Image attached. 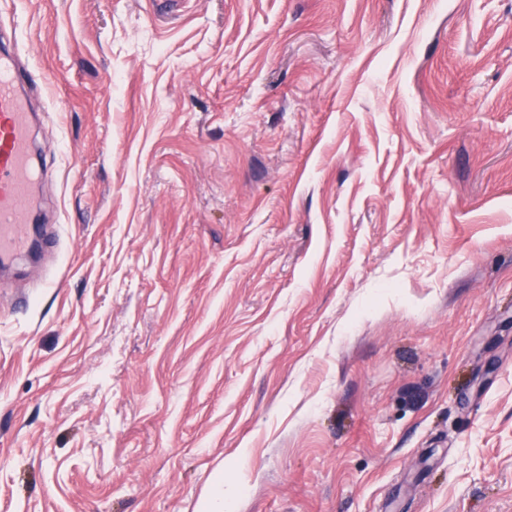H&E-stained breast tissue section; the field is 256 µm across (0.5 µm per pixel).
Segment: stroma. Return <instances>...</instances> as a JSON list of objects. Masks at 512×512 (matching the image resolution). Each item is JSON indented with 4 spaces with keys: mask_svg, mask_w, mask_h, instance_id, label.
<instances>
[{
    "mask_svg": "<svg viewBox=\"0 0 512 512\" xmlns=\"http://www.w3.org/2000/svg\"><path fill=\"white\" fill-rule=\"evenodd\" d=\"M0 44L44 170L0 512H512V0H0Z\"/></svg>",
    "mask_w": 512,
    "mask_h": 512,
    "instance_id": "35a3bbf8",
    "label": "stroma"
}]
</instances>
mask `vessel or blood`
Segmentation results:
<instances>
[{"instance_id":"b4317fda","label":"vessel or blood","mask_w":512,"mask_h":512,"mask_svg":"<svg viewBox=\"0 0 512 512\" xmlns=\"http://www.w3.org/2000/svg\"><path fill=\"white\" fill-rule=\"evenodd\" d=\"M13 55L0 54V258L28 249L36 172L31 158V116Z\"/></svg>"}]
</instances>
